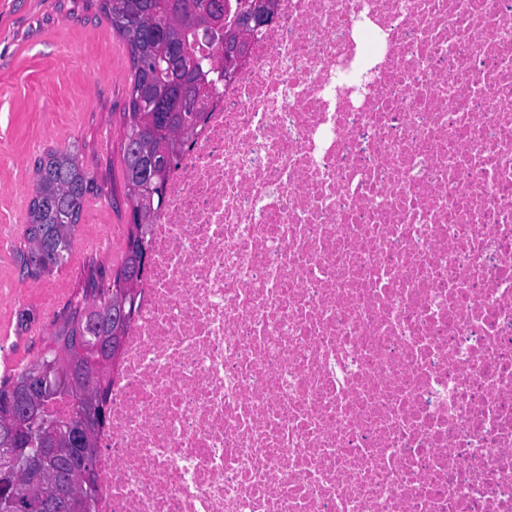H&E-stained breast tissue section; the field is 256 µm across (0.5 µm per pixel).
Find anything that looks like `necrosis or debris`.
I'll return each instance as SVG.
<instances>
[{
	"mask_svg": "<svg viewBox=\"0 0 512 512\" xmlns=\"http://www.w3.org/2000/svg\"><path fill=\"white\" fill-rule=\"evenodd\" d=\"M149 251L98 512H512V0H279Z\"/></svg>",
	"mask_w": 512,
	"mask_h": 512,
	"instance_id": "obj_1",
	"label": "necrosis or debris"
}]
</instances>
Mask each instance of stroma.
I'll list each match as a JSON object with an SVG mask.
<instances>
[{"label":"stroma","instance_id":"obj_1","mask_svg":"<svg viewBox=\"0 0 512 512\" xmlns=\"http://www.w3.org/2000/svg\"><path fill=\"white\" fill-rule=\"evenodd\" d=\"M130 81L128 47L97 0H0V344L12 363L32 361L67 311L29 302L32 279L19 256L35 167L48 151L78 149L99 188L56 277L81 300L94 259L103 266L100 287L112 284L129 216L120 146Z\"/></svg>","mask_w":512,"mask_h":512}]
</instances>
